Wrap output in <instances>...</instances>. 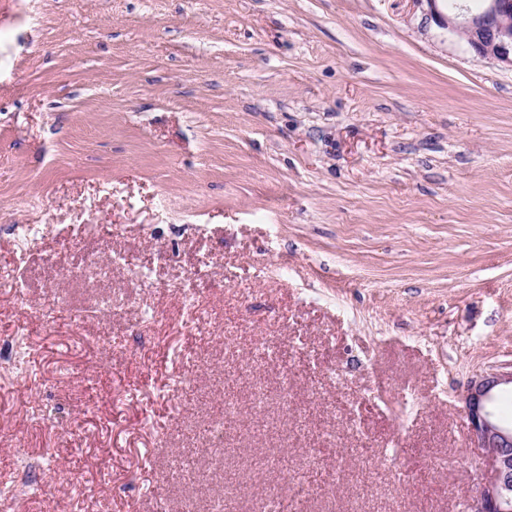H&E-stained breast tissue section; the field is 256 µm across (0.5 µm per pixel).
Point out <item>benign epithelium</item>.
<instances>
[{
    "instance_id": "7a95c632",
    "label": "benign epithelium",
    "mask_w": 512,
    "mask_h": 512,
    "mask_svg": "<svg viewBox=\"0 0 512 512\" xmlns=\"http://www.w3.org/2000/svg\"><path fill=\"white\" fill-rule=\"evenodd\" d=\"M425 2L431 18L458 34L476 55L512 66V0H483L480 10L457 14L440 11V0ZM506 386L512 387V371L480 374L464 396L471 442L486 449L491 472L470 512H512V419L497 409Z\"/></svg>"
}]
</instances>
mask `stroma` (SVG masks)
I'll use <instances>...</instances> for the list:
<instances>
[{
	"instance_id": "35a3bbf8",
	"label": "stroma",
	"mask_w": 512,
	"mask_h": 512,
	"mask_svg": "<svg viewBox=\"0 0 512 512\" xmlns=\"http://www.w3.org/2000/svg\"><path fill=\"white\" fill-rule=\"evenodd\" d=\"M19 264L0 512H256L298 482L300 512H466L463 395L512 369V66L426 0H0Z\"/></svg>"
}]
</instances>
